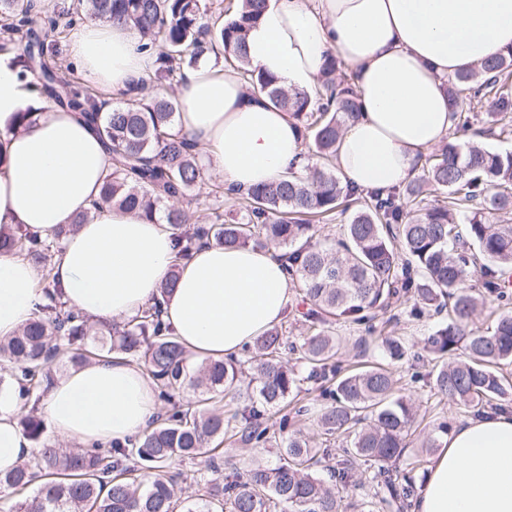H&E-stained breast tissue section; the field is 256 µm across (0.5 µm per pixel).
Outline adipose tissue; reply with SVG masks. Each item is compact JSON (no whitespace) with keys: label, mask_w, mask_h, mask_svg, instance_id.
<instances>
[{"label":"adipose tissue","mask_w":512,"mask_h":512,"mask_svg":"<svg viewBox=\"0 0 512 512\" xmlns=\"http://www.w3.org/2000/svg\"><path fill=\"white\" fill-rule=\"evenodd\" d=\"M140 37L118 22L85 24L70 41L72 58L105 91H126L153 68ZM253 67L287 89L314 88L327 54L348 68L358 118L342 128L336 166L358 190L388 194L417 170L421 154L451 127L446 82L512 51V0H268L247 31ZM13 56L0 53V230L47 237L73 225L52 274L67 307L90 323L126 320L163 297V319L189 355L239 354L282 322L295 298L276 248L198 247L175 261L168 224L101 203L111 158L75 113L35 102ZM176 94V127L203 151V162L242 193L288 178L304 165L295 120L241 78L199 57ZM179 278L161 288L171 269ZM41 273L22 256L0 254V340L17 335L44 302ZM158 405L151 379L128 360L94 361L57 374L40 403L54 436L125 441ZM15 388L0 386V471L31 453L19 427ZM414 512H512V414L473 418L451 431L436 455Z\"/></svg>","instance_id":"adipose-tissue-1"}]
</instances>
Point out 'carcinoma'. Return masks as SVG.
I'll use <instances>...</instances> for the list:
<instances>
[{
    "instance_id": "carcinoma-1",
    "label": "carcinoma",
    "mask_w": 512,
    "mask_h": 512,
    "mask_svg": "<svg viewBox=\"0 0 512 512\" xmlns=\"http://www.w3.org/2000/svg\"><path fill=\"white\" fill-rule=\"evenodd\" d=\"M87 14L120 22L136 31L142 48L154 57L151 78L159 85L178 83L198 55L208 49L235 67L248 88L263 91L275 106L289 112L310 140L321 163L303 177L283 179L240 195V217L229 222L218 213L208 224L189 225L185 207L201 189L203 168L198 149L175 131L179 102L143 94L140 81L127 98L103 109L94 90L73 71L52 63L49 45L39 31L62 35L71 21L63 14L33 18L35 0H0V50L20 44L14 58L21 78L37 79L40 94L55 107L74 112L104 138L111 171L102 188L103 202L152 220L163 212L173 230L177 259L190 258L201 244L284 250L288 275L301 283L300 324L288 335L274 326L254 338L238 356L204 360L189 374L185 347L163 320V300L135 317L100 329L109 347L88 340L87 320L64 310L61 288L51 277L66 230L51 237L0 233V252L23 256L44 271V315L6 342L5 364L18 392L39 400L56 367H79L111 353L144 365L164 413L138 440L107 447L63 448L44 443L31 461L1 474L0 486L36 487L15 512H274L287 503L298 512H341L340 499L326 487L315 467L321 463L340 485L371 484V507L410 512L416 496L419 461H410L418 415L413 392L430 388L438 402L461 405L475 418L509 411L512 383L501 373L512 364V224H490L486 217L512 211V152H493L457 134L469 130L459 94L495 86L512 68V52L485 61L478 70L460 73L448 83L454 133L439 153L425 159L421 174L385 197L363 195L336 176V142L358 107L351 78L339 71L336 56L325 62L314 91L290 93L278 80L252 67L245 36L266 0H240L234 15L215 26L202 23L201 0H81ZM492 114H512V95L492 101ZM349 213L341 235L315 242L311 221L336 212ZM497 303L495 326L470 328L478 309L469 293L472 277ZM447 313V324L429 336L417 360L430 366L406 376L392 365L407 352L400 336L378 344L386 361L353 366L338 358L336 321L364 327L362 345L383 326L404 315L420 321L430 313ZM308 371L325 401L319 424L335 448L291 433L276 444L282 462L243 473H224L215 458L224 441L259 448L290 427L283 412L288 398L300 394V379L285 354ZM201 388L198 398L175 400L185 383ZM452 429L449 418L433 424L424 448L441 447ZM204 458L195 495L176 498L182 473L171 470L176 459ZM374 465L362 478L358 463Z\"/></svg>"
}]
</instances>
